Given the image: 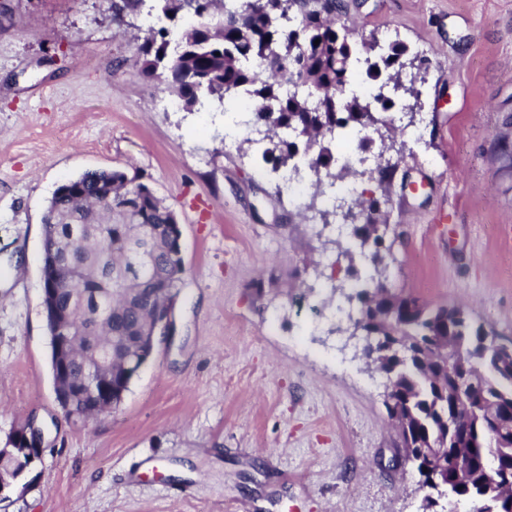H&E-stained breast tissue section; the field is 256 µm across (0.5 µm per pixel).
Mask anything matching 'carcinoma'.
<instances>
[{"instance_id":"cac0c4a2","label":"carcinoma","mask_w":512,"mask_h":512,"mask_svg":"<svg viewBox=\"0 0 512 512\" xmlns=\"http://www.w3.org/2000/svg\"><path fill=\"white\" fill-rule=\"evenodd\" d=\"M163 16H180L177 38L166 26L147 30L140 46L142 73L170 82L184 109L217 104L226 112L250 114L248 123L267 131L261 154L278 171L300 161L324 177L299 199L304 212L330 223L336 211L316 207L326 189L357 177L378 182L380 196L362 197L359 207L377 219L353 224L360 251L336 242L355 268L348 303L359 304L354 323L372 336H397L398 346L380 347L372 366L394 379L388 417H397L399 446L419 471L436 474L446 490L471 504L470 512H512V356L485 350L489 338L457 306H430L417 296L392 292L386 280L394 241L378 224L391 200L389 168L370 171L337 163V135L356 129L367 136L361 153L390 150L398 105L390 88L419 100L430 59L400 42L384 46L375 36L354 41L319 0H157ZM319 44H314V41ZM344 107L332 105L336 92ZM175 216L144 183L112 170L88 171L62 183L43 219L46 239L56 245L70 286L58 287L52 302L75 329L70 336L67 375L77 405L93 398L84 382L112 386V408L128 391L125 358L136 353L165 293L177 295L183 259L170 240ZM129 290L112 292L114 276ZM478 381L468 412L456 414V380ZM498 446V461L485 458L486 443Z\"/></svg>"}]
</instances>
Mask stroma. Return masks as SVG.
Masks as SVG:
<instances>
[{
    "label": "stroma",
    "mask_w": 512,
    "mask_h": 512,
    "mask_svg": "<svg viewBox=\"0 0 512 512\" xmlns=\"http://www.w3.org/2000/svg\"><path fill=\"white\" fill-rule=\"evenodd\" d=\"M358 35L431 65L419 143L398 156L388 282L462 306L512 341V0H340ZM112 0H0V448L28 420L40 460L0 512H422L383 405L335 309L332 229L278 200L258 152L224 146V114L190 112L145 77L149 26ZM89 170L148 184L178 219L177 335L122 404L60 406L42 307L43 216Z\"/></svg>",
    "instance_id": "35a3bbf8"
}]
</instances>
